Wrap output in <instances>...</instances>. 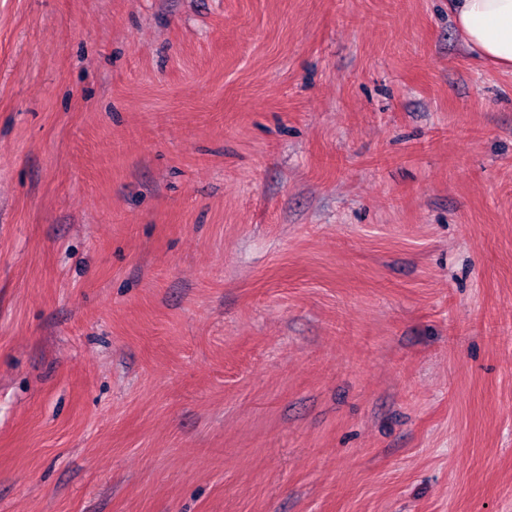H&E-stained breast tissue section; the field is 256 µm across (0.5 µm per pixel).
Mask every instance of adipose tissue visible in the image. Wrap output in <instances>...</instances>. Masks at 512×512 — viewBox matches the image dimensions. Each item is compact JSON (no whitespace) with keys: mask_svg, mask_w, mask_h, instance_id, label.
<instances>
[{"mask_svg":"<svg viewBox=\"0 0 512 512\" xmlns=\"http://www.w3.org/2000/svg\"><path fill=\"white\" fill-rule=\"evenodd\" d=\"M466 47L479 59L512 70V0H449Z\"/></svg>","mask_w":512,"mask_h":512,"instance_id":"adipose-tissue-1","label":"adipose tissue"}]
</instances>
